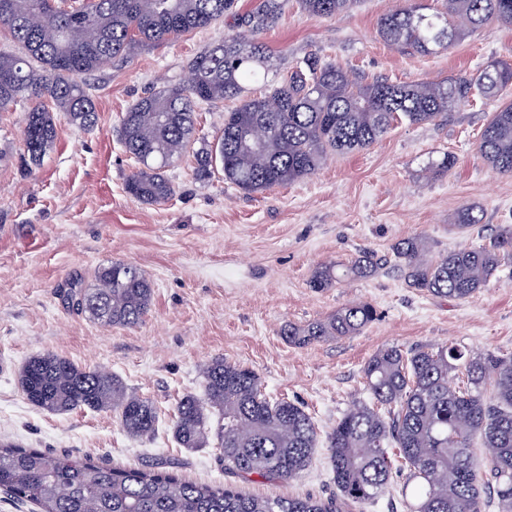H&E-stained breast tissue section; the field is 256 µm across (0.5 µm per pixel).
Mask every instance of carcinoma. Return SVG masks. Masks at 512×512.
Wrapping results in <instances>:
<instances>
[{"mask_svg": "<svg viewBox=\"0 0 512 512\" xmlns=\"http://www.w3.org/2000/svg\"><path fill=\"white\" fill-rule=\"evenodd\" d=\"M0 0V30L19 46L0 51V111L27 100L25 165L40 164L56 139L55 113L88 129L96 122L86 77L112 59L175 39L234 14L235 0ZM316 18L347 12L355 0H300ZM288 0H261L249 15L250 35L237 34L187 64L193 88L166 81L137 99L122 116L120 142L136 163L127 192L150 204L170 199L166 168L192 153L197 180L215 172L248 193L284 187L317 172L331 153L369 148L394 123L435 122L474 96L497 101L481 135L480 156L497 173L512 175V62L495 60L475 77L415 84L358 82L342 67L309 56L259 94L247 86L276 71L257 40L258 30ZM490 20L512 24V0H443L423 12L404 4L384 15L378 34L420 55L449 50ZM234 101L213 143H196L202 105ZM260 128L265 140L251 132ZM512 257V225L479 248H458L432 259L420 237L401 240L395 258L406 284L435 297L467 300L489 282L501 257ZM378 268L365 251L350 266H321L313 288L343 277H367ZM153 286L135 266L111 262L94 271V284L69 283L72 309L97 323L131 328L150 311ZM377 319L368 302L350 304L323 322L283 330L305 346L347 336ZM203 395H183L173 434L184 448L214 438L224 469L274 483L299 478L318 443L311 415L298 403L274 399L253 370L214 358L200 368ZM367 399H355L326 434L336 494L326 498L250 496L221 482L188 481L155 468L112 467L0 443V490L39 512H352L389 489L392 472L404 476L399 493L408 512H512V355L479 353L448 344L410 352L387 348L363 369ZM25 399L53 413L110 410L133 439L155 436L158 411L129 391L117 375L86 369L53 353L31 356L18 373ZM487 450L478 464L473 440Z\"/></svg>", "mask_w": 512, "mask_h": 512, "instance_id": "carcinoma-1", "label": "carcinoma"}]
</instances>
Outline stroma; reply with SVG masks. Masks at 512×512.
I'll list each match as a JSON object with an SVG mask.
<instances>
[{
	"label": "stroma",
	"instance_id": "stroma-1",
	"mask_svg": "<svg viewBox=\"0 0 512 512\" xmlns=\"http://www.w3.org/2000/svg\"><path fill=\"white\" fill-rule=\"evenodd\" d=\"M255 2L237 0L235 15L208 28L104 64L88 79L96 124L83 130L58 116L54 146L38 167H23L25 105L0 112V443L121 467L159 464L246 495L326 497L336 486L325 446L297 480L280 485L225 470L215 445L176 442L172 410L184 394H202L203 362L254 370L271 396L299 402L323 436L351 397L363 396V368L380 350L453 342L512 354V258L480 293L459 301L407 287L393 252L420 236L438 257L512 225V175L494 172L477 149L493 102L472 99L437 123L395 124L368 149L328 155L314 175L263 193H244L220 174L197 181L187 156L167 170L175 189L168 201L127 193L135 164L118 140L123 113L148 86L185 78L187 62L237 32ZM402 2L357 0L339 17L317 19L288 0L258 38L281 70L314 54L364 82H439L512 60V26L497 21L436 55L386 43L378 22ZM446 154L455 158L450 170H428ZM466 208L479 224L452 229ZM364 250L380 261L374 274L311 287L319 267L351 264ZM113 261L136 266L153 285L151 310L137 327L101 326L61 299L72 277L93 285L94 270ZM359 301L373 304L378 318L352 335L298 347L281 334ZM39 353L111 370L158 408L155 437L130 438L110 411L56 414L30 405L17 373Z\"/></svg>",
	"mask_w": 512,
	"mask_h": 512
}]
</instances>
